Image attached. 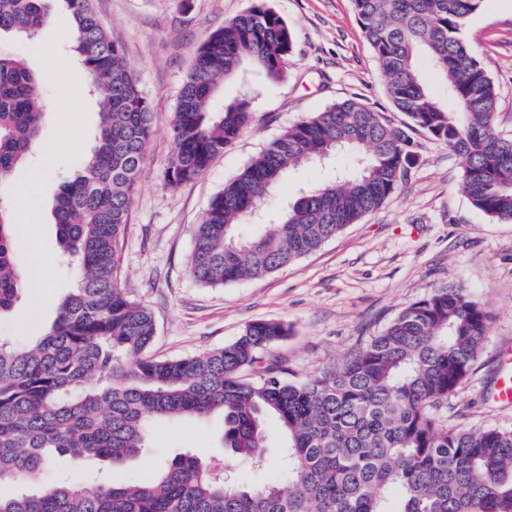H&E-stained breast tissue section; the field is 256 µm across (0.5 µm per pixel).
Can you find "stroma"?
Wrapping results in <instances>:
<instances>
[{
    "label": "stroma",
    "instance_id": "stroma-1",
    "mask_svg": "<svg viewBox=\"0 0 512 512\" xmlns=\"http://www.w3.org/2000/svg\"><path fill=\"white\" fill-rule=\"evenodd\" d=\"M265 2L294 36L288 74L270 84L257 68L243 64L210 109L220 112L247 98L251 124L202 176L172 188L164 179L172 153L170 126L195 52L253 0H93L153 112V136L121 243L126 284L155 319L151 354L159 359L198 355L224 347L250 323L279 321L289 334L268 354L286 363L289 380L299 381L336 366L404 307L454 283L484 303L493 321L471 375L448 401V420L512 428V402L493 397L498 380L512 375V364L504 362L505 352L512 350V223L475 210L462 189L459 157L424 135L414 137L418 161L400 191L287 268L217 287L189 275L195 226L211 198L284 128L345 99L367 104L394 124L405 120L386 98L352 0ZM67 31L68 21L55 7L36 37L0 35V56L21 60L42 75L48 102L29 163L0 182V202L11 209L16 224L22 268L33 275L15 313L0 317V336L20 347L52 324L57 300L74 286L58 262L51 208L61 182L89 154L100 122L101 106L88 92ZM466 37L499 91L498 127L512 135V0H484ZM347 164V154L340 153L327 168L293 169L268 200L262 223L273 222L301 187ZM222 430L218 415L164 420L153 429L151 452L121 469L70 457L40 479L51 481L62 472L85 481L99 473L121 483L189 448L203 450L214 471L229 470L242 484L275 476V469L255 472L225 457L219 447Z\"/></svg>",
    "mask_w": 512,
    "mask_h": 512
}]
</instances>
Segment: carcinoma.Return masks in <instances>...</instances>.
Here are the masks:
<instances>
[{
	"label": "carcinoma",
	"mask_w": 512,
	"mask_h": 512,
	"mask_svg": "<svg viewBox=\"0 0 512 512\" xmlns=\"http://www.w3.org/2000/svg\"><path fill=\"white\" fill-rule=\"evenodd\" d=\"M74 50L101 97L91 156L63 182L53 219L76 286L49 330L24 348L0 339V512H512V429L448 423V398L466 382L492 323L464 288L446 285L404 308L339 365L290 382L264 352L288 336L253 322L224 347L159 360L150 309L122 277L120 241L152 136L150 103L92 0H58ZM395 126L355 99L284 129L224 184L196 225L189 273L206 286L267 276L378 210L418 159L420 131L461 160L470 204L512 223V136L497 127L498 92L465 36L483 0H353ZM46 0H0V33L36 35ZM293 51L288 23L256 5L197 49L171 126L167 184L202 176L251 122L249 101L210 104L249 60L270 83ZM441 82L427 86L421 70ZM42 79L0 56V178L23 164L45 119ZM355 152L353 166L300 190L277 222L254 212L288 171L324 150ZM29 288L0 204V316ZM223 418L220 447L252 469L272 461L266 421L279 424L277 458L288 487L226 482L196 451L165 459L144 478L42 484L62 456L118 468L149 449L163 419Z\"/></svg>",
	"instance_id": "obj_1"
}]
</instances>
